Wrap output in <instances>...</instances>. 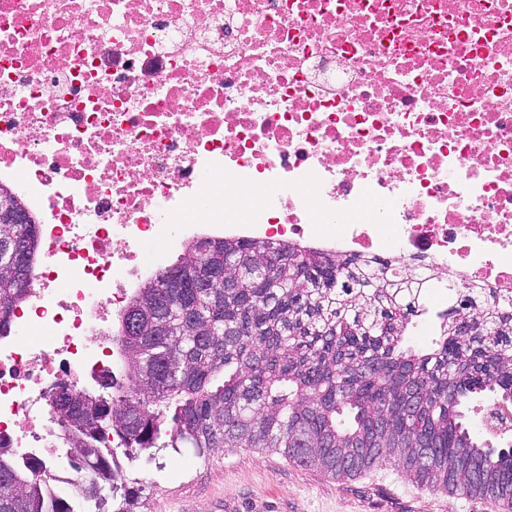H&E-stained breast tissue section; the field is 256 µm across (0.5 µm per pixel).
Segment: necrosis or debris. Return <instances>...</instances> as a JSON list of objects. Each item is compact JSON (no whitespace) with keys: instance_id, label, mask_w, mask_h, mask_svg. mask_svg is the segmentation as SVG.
Wrapping results in <instances>:
<instances>
[{"instance_id":"4bbe7bcc","label":"necrosis or debris","mask_w":512,"mask_h":512,"mask_svg":"<svg viewBox=\"0 0 512 512\" xmlns=\"http://www.w3.org/2000/svg\"><path fill=\"white\" fill-rule=\"evenodd\" d=\"M0 184L42 254L0 337V443L77 490L50 404L116 371L141 250L199 237L190 211L512 299V0H0Z\"/></svg>"}]
</instances>
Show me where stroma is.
<instances>
[{"label":"stroma","instance_id":"stroma-1","mask_svg":"<svg viewBox=\"0 0 512 512\" xmlns=\"http://www.w3.org/2000/svg\"><path fill=\"white\" fill-rule=\"evenodd\" d=\"M119 462L140 488L135 512H512L422 487L392 463L339 479L256 448H154Z\"/></svg>","mask_w":512,"mask_h":512}]
</instances>
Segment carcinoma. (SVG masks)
Masks as SVG:
<instances>
[{
  "mask_svg": "<svg viewBox=\"0 0 512 512\" xmlns=\"http://www.w3.org/2000/svg\"><path fill=\"white\" fill-rule=\"evenodd\" d=\"M0 336L32 279L38 222L22 194L0 185ZM447 282L438 338L405 343L427 298ZM127 367L111 377L112 403L87 392L58 394L51 415L70 457L92 472L82 498L102 512H131L118 495L123 471L107 454L127 448H265L334 477L389 462L434 490L512 504V442L494 448L461 410L490 392L512 407V300L450 271L339 254L260 238L200 237L129 298L112 331ZM0 446V512H75L52 497Z\"/></svg>",
  "mask_w": 512,
  "mask_h": 512,
  "instance_id": "carcinoma-1",
  "label": "carcinoma"
}]
</instances>
